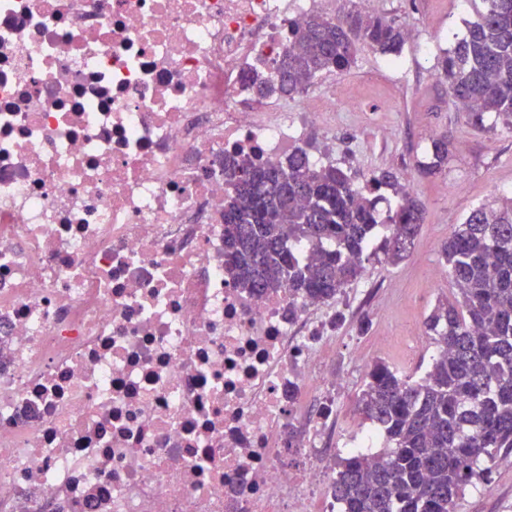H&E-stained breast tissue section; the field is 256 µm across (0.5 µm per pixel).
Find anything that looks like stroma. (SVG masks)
I'll list each match as a JSON object with an SVG mask.
<instances>
[{
  "label": "stroma",
  "mask_w": 512,
  "mask_h": 512,
  "mask_svg": "<svg viewBox=\"0 0 512 512\" xmlns=\"http://www.w3.org/2000/svg\"><path fill=\"white\" fill-rule=\"evenodd\" d=\"M364 8L401 16L430 50L422 55L406 43L399 68L391 69L386 55L360 47L352 67L336 73L337 87L377 67L385 68V82L369 88L365 111L337 113L334 142H327L323 128H313L311 156H329L344 170L368 178L384 171L402 177L412 174L415 162L428 160L431 140L439 133H447L452 147L442 173L415 177L414 194L426 214L409 255L395 266L371 262L363 292L351 294L352 309L336 328L334 360L345 382L328 432V444L336 450L358 423V396L369 364L382 360L413 373L432 353V345H411L407 339L421 335L434 303L452 295L450 281L440 274L441 242L474 207L512 196V133L469 124L437 74L444 52L476 18L473 0H365ZM364 318L370 327L363 334L358 326ZM460 512H512V466L492 464L486 479L466 488Z\"/></svg>",
  "instance_id": "obj_1"
}]
</instances>
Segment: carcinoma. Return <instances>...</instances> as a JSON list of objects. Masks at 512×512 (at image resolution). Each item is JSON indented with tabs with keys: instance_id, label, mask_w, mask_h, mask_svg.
I'll use <instances>...</instances> for the list:
<instances>
[{
	"instance_id": "obj_1",
	"label": "carcinoma",
	"mask_w": 512,
	"mask_h": 512,
	"mask_svg": "<svg viewBox=\"0 0 512 512\" xmlns=\"http://www.w3.org/2000/svg\"><path fill=\"white\" fill-rule=\"evenodd\" d=\"M479 3L438 74L469 122L512 130V0ZM406 40L395 15L312 14L278 62L277 92L291 96L349 69L362 45L397 57ZM449 147L448 133L437 135L432 161L417 171L441 173ZM224 178L232 187L224 275L256 295L286 288L333 300L370 261L404 260L425 221L423 204L394 173L361 185L303 148L271 164L226 153ZM384 187L399 200L383 213ZM441 251L456 296L436 303L423 323L435 353L420 376L383 361L369 367L359 407L383 446L376 456L349 451L338 459L333 490L343 512H459L465 488L490 471L485 463L512 453V202L473 208Z\"/></svg>"
}]
</instances>
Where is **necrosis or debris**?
<instances>
[{"instance_id": "4bbe7bcc", "label": "necrosis or debris", "mask_w": 512, "mask_h": 512, "mask_svg": "<svg viewBox=\"0 0 512 512\" xmlns=\"http://www.w3.org/2000/svg\"><path fill=\"white\" fill-rule=\"evenodd\" d=\"M315 0H0V512H338L345 298L224 278V154L343 101L257 99Z\"/></svg>"}]
</instances>
